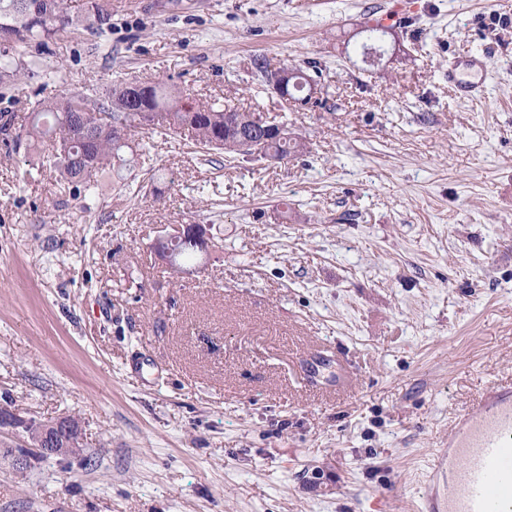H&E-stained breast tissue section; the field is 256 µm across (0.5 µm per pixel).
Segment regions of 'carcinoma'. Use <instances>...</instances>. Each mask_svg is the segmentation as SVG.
Returning <instances> with one entry per match:
<instances>
[{
  "label": "carcinoma",
  "mask_w": 512,
  "mask_h": 512,
  "mask_svg": "<svg viewBox=\"0 0 512 512\" xmlns=\"http://www.w3.org/2000/svg\"><path fill=\"white\" fill-rule=\"evenodd\" d=\"M15 2L0 0V39H49L72 23L67 0H36L39 10L28 15L21 14ZM111 14L112 0H91V23L102 25ZM132 86L134 83L129 82L113 90L108 99L91 106L88 97L76 92L43 99L15 134L14 147L25 141L51 139L55 153L50 166L57 173L56 184L61 190L90 186L98 174L112 168V161L129 147V140L143 130L182 129L210 150L242 156L272 152L286 158L303 147L284 124L254 112L197 102L160 83L142 85L141 103H132L128 99ZM141 106L145 111H137ZM73 154L82 155L83 161H70ZM166 250L169 267L175 273L195 264L200 253L197 245L178 238L157 245L158 252Z\"/></svg>",
  "instance_id": "obj_1"
}]
</instances>
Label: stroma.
Here are the masks:
<instances>
[{
    "mask_svg": "<svg viewBox=\"0 0 512 512\" xmlns=\"http://www.w3.org/2000/svg\"><path fill=\"white\" fill-rule=\"evenodd\" d=\"M0 43L15 123L61 90L162 81L287 123L282 162L146 133V165L53 193L0 141V399L80 422V451L12 459L0 512H430L458 417L512 383V0H112L85 26ZM384 19L380 65L362 24ZM484 52L462 101L451 58ZM317 62L286 110L252 66ZM221 247L177 276L163 227Z\"/></svg>",
    "mask_w": 512,
    "mask_h": 512,
    "instance_id": "1",
    "label": "stroma"
}]
</instances>
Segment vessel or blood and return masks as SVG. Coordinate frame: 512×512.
I'll list each match as a JSON object with an SVG mask.
<instances>
[{"label": "vessel or blood", "mask_w": 512, "mask_h": 512, "mask_svg": "<svg viewBox=\"0 0 512 512\" xmlns=\"http://www.w3.org/2000/svg\"><path fill=\"white\" fill-rule=\"evenodd\" d=\"M484 58L452 60L448 79L462 97L482 94ZM448 483L441 512H512V386H500L461 418L437 458Z\"/></svg>", "instance_id": "obj_1"}]
</instances>
